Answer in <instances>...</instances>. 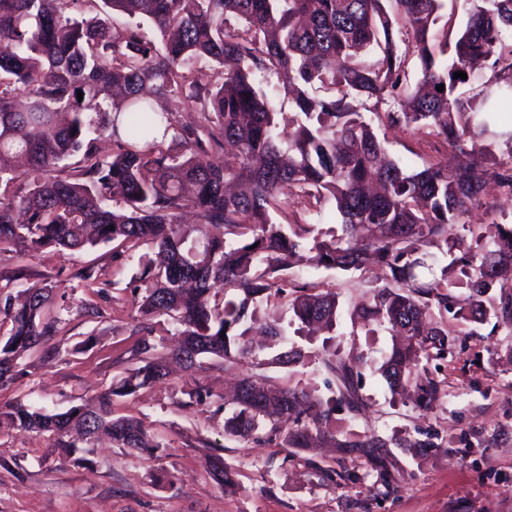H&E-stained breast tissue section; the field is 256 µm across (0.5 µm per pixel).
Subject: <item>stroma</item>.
<instances>
[{"instance_id": "35a3bbf8", "label": "stroma", "mask_w": 512, "mask_h": 512, "mask_svg": "<svg viewBox=\"0 0 512 512\" xmlns=\"http://www.w3.org/2000/svg\"><path fill=\"white\" fill-rule=\"evenodd\" d=\"M378 135L390 156L411 169L447 153L442 143L421 142L404 127L382 128ZM86 266L95 271V287H84L77 277ZM20 267L26 277L18 288L51 289L59 322L43 346L20 357L22 372L0 387V404L20 399L64 410L94 402L138 365L131 354L137 340L138 298L131 286L137 258L114 260L108 245L81 255L0 254L1 278ZM300 272L340 302L331 352L369 361L359 390L362 410L354 417L339 411L337 421L384 439L435 433L442 447L391 449L393 464L383 473L365 456L329 446L289 456L273 446L225 438L221 406L243 375L261 376L273 389L299 386L325 397L335 391L321 337L298 336L295 345L310 354L304 364L273 363L285 349L273 342L258 366L223 363L196 374L176 366L162 382L117 399L115 415L141 419L164 443V452L151 460L105 436L83 449L85 462L76 466L48 435L0 428V512H512V335L487 322L464 336L460 323L449 320L458 337L436 374L442 398L425 414L393 392L379 370L390 334L352 329L347 312L370 296L367 279L310 265ZM89 335L93 346L82 348ZM197 382L209 397L183 408L184 390ZM216 447L233 473L234 489L221 488L211 477ZM327 468L336 469L337 478L327 480Z\"/></svg>"}]
</instances>
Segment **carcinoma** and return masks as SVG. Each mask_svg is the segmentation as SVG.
<instances>
[{"label": "carcinoma", "instance_id": "obj_1", "mask_svg": "<svg viewBox=\"0 0 512 512\" xmlns=\"http://www.w3.org/2000/svg\"><path fill=\"white\" fill-rule=\"evenodd\" d=\"M444 0H0V252H80L115 243V258L142 245L134 290L141 292L139 366L103 392L93 406L63 412L15 401L0 420L53 438L75 457L101 431L145 457L163 444L135 417H116L113 404L166 376L154 351L152 320L167 317L180 338L173 356L186 369L205 359L251 361L246 337L285 339L319 325L332 332L340 317L336 294L294 272L303 252L312 264L343 272L381 271L371 297L353 305L352 326L372 336L384 327L393 342L379 371L391 390L412 385L415 406L434 410L441 382L436 362L448 358V317L465 324L496 319L512 335V222L495 232L461 216L512 195V146L488 168L459 154L490 151L485 104L512 95V0H470L451 61L435 26ZM129 18L110 32L106 17ZM150 24L160 43L147 38ZM418 59L421 79L410 90L406 63ZM204 60L234 66L206 87L196 77ZM486 62L492 76L478 93L461 89ZM276 75L294 88V112L280 128L279 101L257 77ZM444 86V91L437 86ZM83 100H78L77 93ZM175 96L199 110L190 124L160 109ZM381 125L411 127L448 147V160L410 170L385 159L383 141L358 106ZM112 139L102 158L97 142ZM77 156L75 166L62 162ZM321 214L328 205L341 230L277 224L281 191ZM24 270L0 285V385L15 375L17 357L56 332L51 291L12 294ZM224 284V297L212 294ZM284 303L288 325L257 314ZM339 398L304 389H267L242 378L224 415V436L311 452L331 438L336 447L387 468L383 448L397 440L336 429V411L354 415L364 360L326 361ZM211 476L235 485L221 455Z\"/></svg>", "mask_w": 512, "mask_h": 512}]
</instances>
